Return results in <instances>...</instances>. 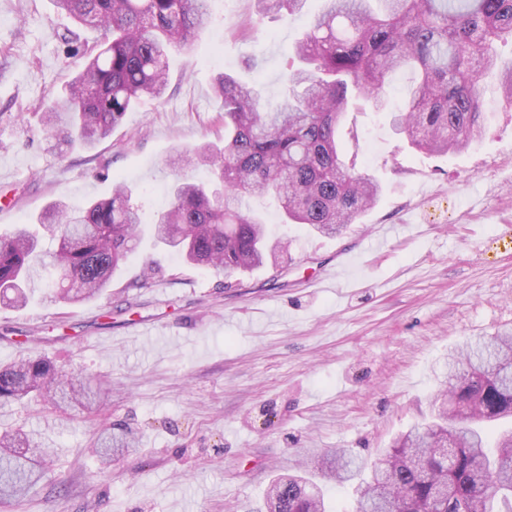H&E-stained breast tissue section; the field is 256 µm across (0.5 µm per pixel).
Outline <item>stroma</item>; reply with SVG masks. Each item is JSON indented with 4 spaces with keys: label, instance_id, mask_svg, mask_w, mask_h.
Here are the masks:
<instances>
[{
    "label": "stroma",
    "instance_id": "1",
    "mask_svg": "<svg viewBox=\"0 0 512 512\" xmlns=\"http://www.w3.org/2000/svg\"><path fill=\"white\" fill-rule=\"evenodd\" d=\"M320 7L307 0L287 22L215 0L192 49L173 54L162 100L134 105L95 148L54 154L40 108L75 71L61 41L73 21L49 0H0V231L54 199L107 196L116 180L148 221L178 171L208 181L182 155L224 142L215 79L255 82L266 104L287 98L283 70ZM484 110L483 139L445 157L417 153L388 113L349 112L356 167L381 198L337 237L281 225L272 199L246 198L291 242L276 266L218 277L147 237L105 296L0 306V365L34 351L102 402L0 404V432L24 427L48 450L42 482L0 512H264L277 476L339 449L372 465L431 422L449 351L512 329V107L491 84ZM134 325L161 333L133 336ZM112 427L135 445L103 476L90 448Z\"/></svg>",
    "mask_w": 512,
    "mask_h": 512
}]
</instances>
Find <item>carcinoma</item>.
<instances>
[{
  "label": "carcinoma",
  "instance_id": "cac0c4a2",
  "mask_svg": "<svg viewBox=\"0 0 512 512\" xmlns=\"http://www.w3.org/2000/svg\"><path fill=\"white\" fill-rule=\"evenodd\" d=\"M210 2L51 0L100 38L89 46L77 32L62 36L79 64L43 112L48 150L92 147L142 99L161 98L171 50L191 49L210 23ZM305 3L253 0V8L261 19L290 20ZM509 40L512 0H323L288 62V101L263 111L255 86L227 73L216 80L224 146L204 143L188 154L191 165L210 170L214 189L177 181L169 204L145 227L123 182L96 201L50 202L37 223L0 234V298L25 306L38 279L47 302L99 297L145 232L216 276L275 263L286 243L243 207L247 195L275 196L286 224L342 234L382 194L372 175L345 161L339 131L354 103L386 109L391 76L412 66L418 81L405 107L391 113L393 131L426 154L463 152L484 133L487 80H497L512 107V62L502 63L497 53ZM44 239L57 249L41 250ZM78 383L74 373L29 353L0 365V402L33 394L59 410L93 406L95 394L75 388ZM441 397L435 421L399 435L359 483L357 512H512V432L493 441L485 428L512 417V334L464 343L448 364ZM97 447L105 448L107 465L133 441L104 432ZM41 449L21 428L0 434V500H18L38 484ZM314 465L338 482L364 469L344 452ZM267 512H327V506L317 483L279 476L270 485Z\"/></svg>",
  "mask_w": 512,
  "mask_h": 512
}]
</instances>
